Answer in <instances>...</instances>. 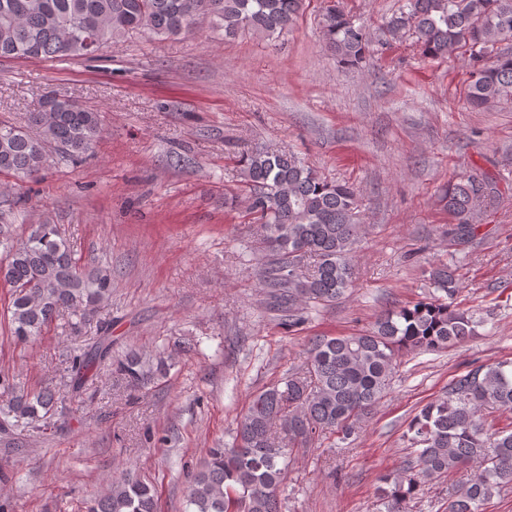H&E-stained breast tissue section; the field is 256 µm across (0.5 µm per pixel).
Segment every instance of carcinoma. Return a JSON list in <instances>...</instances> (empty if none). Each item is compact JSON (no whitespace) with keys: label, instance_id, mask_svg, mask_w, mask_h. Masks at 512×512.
Returning a JSON list of instances; mask_svg holds the SVG:
<instances>
[{"label":"carcinoma","instance_id":"cac0c4a2","mask_svg":"<svg viewBox=\"0 0 512 512\" xmlns=\"http://www.w3.org/2000/svg\"><path fill=\"white\" fill-rule=\"evenodd\" d=\"M302 6L303 0H0V59L96 60L106 46L134 34L161 39L206 28L272 40L293 27ZM321 32L347 64L369 55V34L336 4L325 8ZM385 32L392 39L415 37L430 59L468 54L465 96L472 108L512 99V0H406ZM103 132L98 110L67 99L49 116L29 113L24 126L0 122V172L35 180L52 161L68 165L87 157ZM240 161L241 213L260 225L272 256L262 265L261 287L288 309L298 301L331 305L344 298L362 232L354 189L319 176L289 150H255ZM500 196L497 182L481 172L448 181L438 194L454 220L448 236L472 241L477 219ZM457 270L454 263L433 266V297L380 315L368 330L310 337L304 368L283 386L253 394L232 444L208 449L191 474L184 512H281L277 490L288 448L327 434L346 442L384 397L400 351L441 349L475 333L482 320L451 305L462 292ZM0 281L10 288L9 331L19 343L59 319L66 320L68 338L96 324L92 340L67 350L69 376L58 388L31 392L0 370L1 440L38 432L51 416L66 414L64 389L78 392L91 373L113 367L136 389L147 375L166 371L160 356L113 357L112 323L96 319L112 297V270L75 257L59 225L33 224L22 241L0 230ZM488 408L512 410V362L472 367L414 415L410 459L384 478V512H406L426 480L460 467L472 474L448 499V512H478L493 492L512 486V429H486ZM84 512H158V491L126 473L85 502Z\"/></svg>","mask_w":512,"mask_h":512}]
</instances>
